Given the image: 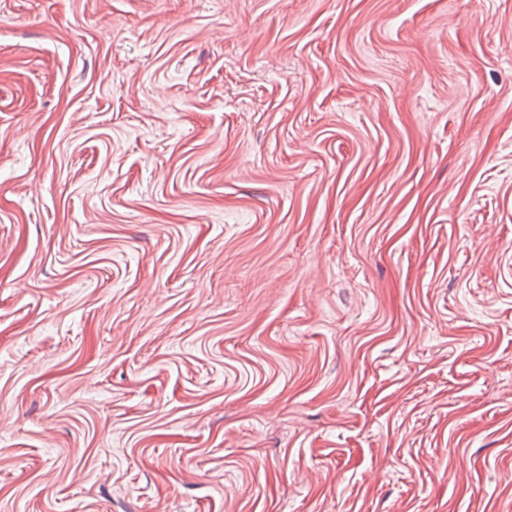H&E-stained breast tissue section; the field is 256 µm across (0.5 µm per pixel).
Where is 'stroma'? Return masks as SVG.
Here are the masks:
<instances>
[{
    "mask_svg": "<svg viewBox=\"0 0 512 512\" xmlns=\"http://www.w3.org/2000/svg\"><path fill=\"white\" fill-rule=\"evenodd\" d=\"M0 512H512V0H0Z\"/></svg>",
    "mask_w": 512,
    "mask_h": 512,
    "instance_id": "35a3bbf8",
    "label": "stroma"
}]
</instances>
